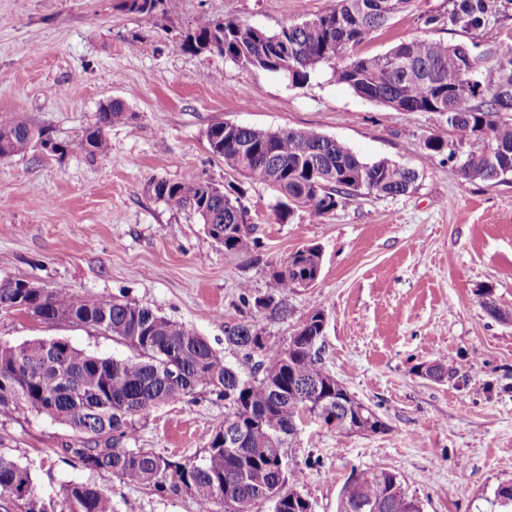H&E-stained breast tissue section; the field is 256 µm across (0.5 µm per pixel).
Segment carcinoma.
Here are the masks:
<instances>
[{
    "instance_id": "1",
    "label": "carcinoma",
    "mask_w": 512,
    "mask_h": 512,
    "mask_svg": "<svg viewBox=\"0 0 512 512\" xmlns=\"http://www.w3.org/2000/svg\"><path fill=\"white\" fill-rule=\"evenodd\" d=\"M413 6V0H336L324 13L269 32L234 19L196 18L182 48L216 53L245 68L310 79L323 63H335L336 80L363 98L396 112L445 115L450 137L424 142L431 157L447 154L464 180L500 182L512 176V46L485 39L476 52L464 43L431 35L403 40L388 51L360 55L357 47ZM503 0H452L448 28L485 32L507 17ZM124 101L100 105L82 147L94 156L104 148L105 131L127 124ZM44 132L0 115V160L26 154ZM211 152L250 182L276 192L282 215L299 208L323 218L359 192L378 197L406 195L416 189V170L389 160H361L350 148L315 128L263 130L212 124L205 133ZM155 197L187 211L205 225L227 255H246L259 246L248 209L233 184L221 188L207 180L151 183ZM322 254L307 246L271 267L279 293L315 279ZM24 279H0V311H22L45 323L88 327L126 346L131 355L117 359L91 354L66 340H33L0 345V409L45 414L80 439L64 452L90 472L106 471L132 487L159 493H189L197 512H254L271 499L276 512H312L299 491L304 469L280 466L282 449L310 415L330 423L332 399L348 394L324 366L321 347L324 309L306 320L302 333L286 347L266 353L263 330L252 317L224 323L225 343L241 354L232 366L193 330L132 300L90 298L65 288H29ZM476 304L500 319L493 290L475 293ZM254 307L288 316V305L271 295L253 297ZM208 389L224 398V423L211 433L206 454L174 460L143 448H126L135 422L162 404H177ZM358 431L377 434L385 423L373 411L354 422ZM32 473L0 454V495L21 512H53L32 493ZM70 512H114L112 496L88 483L61 486ZM492 504L512 509V484H500ZM339 512H421L396 474L362 470L344 486Z\"/></svg>"
}]
</instances>
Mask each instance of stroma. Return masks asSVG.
<instances>
[{
  "label": "stroma",
  "mask_w": 512,
  "mask_h": 512,
  "mask_svg": "<svg viewBox=\"0 0 512 512\" xmlns=\"http://www.w3.org/2000/svg\"><path fill=\"white\" fill-rule=\"evenodd\" d=\"M335 0H160L148 14L121 0H0V114L66 143L0 160V278L27 279L90 297L136 301L204 337L230 365L241 356L224 324L255 317L269 352L283 349L316 307L328 325L329 371L386 423L385 432H339L304 420L284 454L308 466L301 493L313 512H337L352 471L386 469L422 512H494L493 491L512 483V321L487 315L475 292L492 289L512 313V181H466L424 141L450 131L433 112H396L336 82L329 66L303 84L183 49L205 13L273 32L313 18ZM448 0H415L358 48L386 52L425 34L421 19ZM123 99L131 125L105 133L102 153L80 142L102 103ZM228 121L260 129L313 127L367 162L415 168V190L361 195L321 219L280 217L275 193L230 170L205 132ZM198 176L235 183L261 247L229 256L203 224L157 200L154 180ZM315 245L316 282L288 294L287 317L244 304L277 294L270 263ZM62 338L87 352L124 358L128 349L91 329L0 312V342ZM445 356L456 374L433 381L419 364ZM224 420V401L201 390L136 422L126 445L176 459L203 456ZM77 441L34 412L0 409V452L30 468L33 494L65 504L63 483L89 482L116 512H195L187 494H166L90 472L64 453Z\"/></svg>",
  "instance_id": "35a3bbf8"
}]
</instances>
